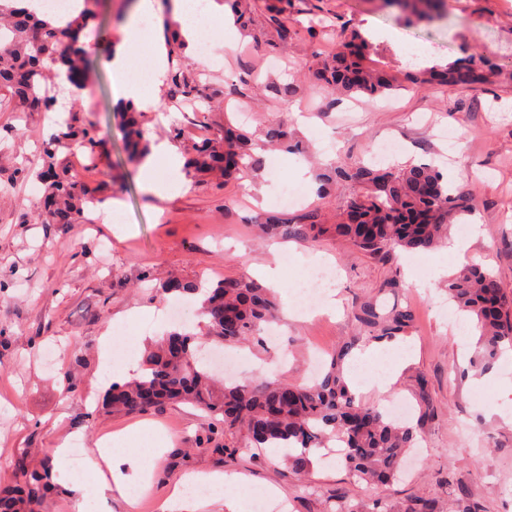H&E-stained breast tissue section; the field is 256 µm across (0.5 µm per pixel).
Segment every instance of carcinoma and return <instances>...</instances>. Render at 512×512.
Returning <instances> with one entry per match:
<instances>
[{
  "mask_svg": "<svg viewBox=\"0 0 512 512\" xmlns=\"http://www.w3.org/2000/svg\"><path fill=\"white\" fill-rule=\"evenodd\" d=\"M442 0H387L404 21H429L438 15ZM98 0H83L80 15L63 26L40 20L27 7H0V92L15 100L22 112H53L57 98L47 87L49 74L77 86L75 77L88 71L87 51L70 41L84 30L85 19L94 14ZM352 48L342 47L323 59L313 76L326 88L345 95L376 96L393 88L392 79L364 64L366 40L351 33ZM171 59L173 88L186 98L213 103L191 66L184 61L185 44L174 30L165 33ZM493 71L477 54L446 66L414 70L407 75L412 85L427 89L432 84L450 87L485 82ZM124 147L132 157L147 151L145 131L133 112L126 113ZM266 144L299 151L288 127L270 125ZM70 140L78 147L99 148L103 138L91 122L76 126L66 122L43 147L42 168L36 179L43 186V206L35 211L41 223L73 224L83 218L94 202L88 186L75 176L57 171L56 150ZM262 158L244 132L224 126L218 136L193 146L186 168L200 175L220 170L224 180L245 168L258 169ZM344 178L362 185L349 197L341 220L322 224L310 212L293 221L287 217L265 220L261 229L288 238L319 241L334 236L379 260L398 250H430L448 239V229L458 217L472 212V193L448 184L435 166L421 163L402 169L382 166L340 168L317 174L329 184ZM206 289L200 315L205 335L212 341L247 343L261 325L275 320L278 311L269 290L250 278H226L204 287L202 282L172 280L162 287L165 294L194 295ZM448 301L457 311L476 320L478 339L469 358V368L480 373L492 369L503 351L512 349V293L492 271L465 265L448 278ZM359 332L372 342L394 341L409 335L414 312L395 307L386 313L370 301L353 313ZM199 336L188 331L166 334L145 351L141 374L124 384H113L104 393L107 413L132 414L166 402H189L213 417H222L224 430L245 435L255 448L288 449V466L296 475L306 473L309 455L333 439L344 448L343 462L354 482L376 484L395 479L402 457L414 447L419 426L387 417L378 407L356 400L343 376L345 346L329 370L312 385L266 381L261 385H221L198 355ZM51 488V468L24 470L12 484L0 488V512H40ZM448 512H483L482 505L467 490H459Z\"/></svg>",
  "mask_w": 512,
  "mask_h": 512,
  "instance_id": "obj_1",
  "label": "carcinoma"
}]
</instances>
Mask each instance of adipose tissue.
Here are the masks:
<instances>
[{
  "mask_svg": "<svg viewBox=\"0 0 512 512\" xmlns=\"http://www.w3.org/2000/svg\"><path fill=\"white\" fill-rule=\"evenodd\" d=\"M166 9L169 17L183 31L187 46H195L202 36L201 30L187 21L191 11V0H138L130 12L123 29L124 39L115 51L110 68L117 98L139 104L142 108L159 110L161 107L160 86L167 70L166 50L161 34L150 35L142 26V18ZM153 39L155 57L150 83L131 77V56L137 46L146 39ZM167 161V172H160V161ZM180 160L175 146L160 143L152 154L143 158L139 177L145 192L150 195L168 198L176 196L183 187L179 173ZM149 436L155 454H162L171 442L170 436L150 423L140 424L130 430L109 435L99 440L98 454L89 459L88 480L73 483L72 491L78 503H85L89 497L104 496L109 490L123 493L127 505H134L133 493H127V486L135 490L149 491L153 487L154 471L149 467L138 466L137 442L142 436ZM134 465L133 474H124L122 464Z\"/></svg>",
  "mask_w": 512,
  "mask_h": 512,
  "instance_id": "ef3b65f1",
  "label": "adipose tissue"
}]
</instances>
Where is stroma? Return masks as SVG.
<instances>
[{
    "label": "stroma",
    "mask_w": 512,
    "mask_h": 512,
    "mask_svg": "<svg viewBox=\"0 0 512 512\" xmlns=\"http://www.w3.org/2000/svg\"><path fill=\"white\" fill-rule=\"evenodd\" d=\"M126 0H102L88 29L92 68L80 122L97 124L106 138L103 151L61 145L59 170L79 175L109 210L90 209L82 224H42L28 210L42 195L34 179L15 181L13 170L38 171L54 115L14 111L0 105V483L10 482L18 466L34 470L52 465L56 486L43 512H77L74 481L85 478V459L96 443L141 421L161 425L172 444L153 459L155 484L140 496L136 512H161L168 490L190 474L221 472L235 478L245 497L277 488L287 512H329L337 502L351 505L383 501L405 512L415 499L435 501L447 512L449 499L464 488L485 512H512V358L506 368L478 374L466 367L477 340L473 323L466 338L449 328L437 311L447 302L437 267L456 273L473 264L493 270L512 290V0H443L431 23L407 24L384 0H288L283 20L292 32L281 40L269 21V0H248L250 26L235 50L215 43L216 58L191 56L202 80L216 93L215 108L174 94L162 84L163 113L142 111L150 144L165 141L185 151L213 137L218 127H243L254 141L270 124H288L302 152L270 150L260 170H244L234 181L216 185L209 177H187L186 190L170 200L150 198L139 179V161L124 149L123 103L112 88L107 60L123 38L121 12ZM330 34L310 39L312 25ZM369 36L368 66L385 71L396 84L382 98L355 95L333 99L313 82L319 57L335 52L351 32ZM430 54L444 66L471 51L492 62L497 76L465 88L434 85L417 91L406 80V45ZM286 84L288 98L273 88ZM398 140L411 160L435 165L449 183L476 196L481 233L469 239L461 257L446 248L400 252L381 263L333 238L318 242L259 237L266 217H296L314 210L324 224L335 223L351 183L321 195L295 178L293 166L310 170L350 166L378 156L377 146ZM301 189L298 202L281 203L283 188ZM134 225L125 238L114 229ZM278 263L283 288L277 305L293 299L297 282L313 266L330 264L340 278L331 292L336 316L280 320L275 335L229 346L238 361L237 382H311L313 366H328L345 345L368 349L358 340L352 317L355 303L411 307V336L398 340L407 361L388 393L366 388L360 400L386 407L409 403L410 422L420 423L421 439L405 462V472L387 484L357 486L341 458L317 459L306 479L288 469L282 455L247 446L238 434L188 403L112 416L95 407L110 385L101 360L100 339L110 336L114 355L142 357L161 334L141 323L112 329L113 318L135 307H181L168 327L194 330L198 304L191 295L161 293L172 278L215 284L245 276L252 265ZM398 277L401 288L385 282ZM81 437V458L58 460L54 449L65 437Z\"/></svg>",
    "instance_id": "stroma-1"
}]
</instances>
